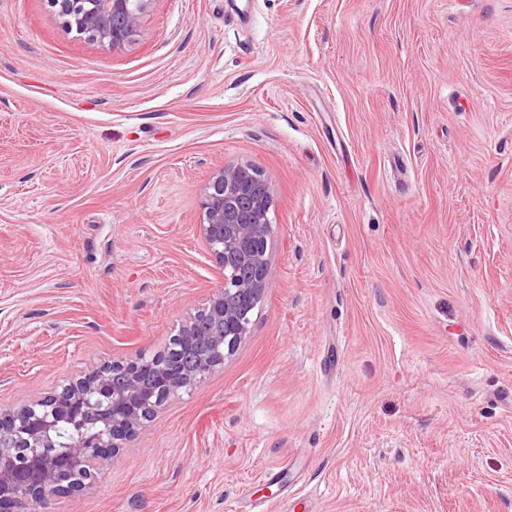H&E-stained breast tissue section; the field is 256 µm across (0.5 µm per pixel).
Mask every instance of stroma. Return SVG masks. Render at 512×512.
I'll list each match as a JSON object with an SVG mask.
<instances>
[{
  "label": "stroma",
  "instance_id": "1",
  "mask_svg": "<svg viewBox=\"0 0 512 512\" xmlns=\"http://www.w3.org/2000/svg\"><path fill=\"white\" fill-rule=\"evenodd\" d=\"M236 163L247 337L55 512H512V0H0V408L168 345ZM153 0H50L65 22L112 51L121 50L138 36ZM73 17V19H71Z\"/></svg>",
  "mask_w": 512,
  "mask_h": 512
}]
</instances>
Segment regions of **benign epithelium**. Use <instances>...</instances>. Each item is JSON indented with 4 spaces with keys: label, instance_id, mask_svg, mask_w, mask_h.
<instances>
[{
    "label": "benign epithelium",
    "instance_id": "obj_1",
    "mask_svg": "<svg viewBox=\"0 0 512 512\" xmlns=\"http://www.w3.org/2000/svg\"><path fill=\"white\" fill-rule=\"evenodd\" d=\"M152 2L50 0L68 25L114 51L138 36ZM270 208L269 184L248 163L226 165L209 180L201 232L224 282L170 338L183 359L117 360L0 409V512H53L56 498L91 487L100 464L119 459L169 399L224 366L247 336L248 302L267 287ZM97 414L107 417V434L54 439L60 422Z\"/></svg>",
    "mask_w": 512,
    "mask_h": 512
}]
</instances>
